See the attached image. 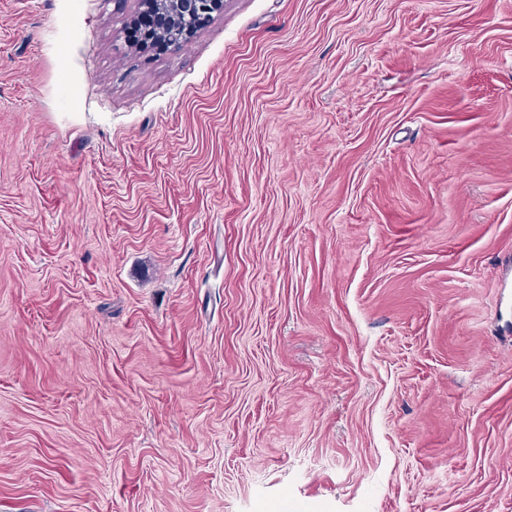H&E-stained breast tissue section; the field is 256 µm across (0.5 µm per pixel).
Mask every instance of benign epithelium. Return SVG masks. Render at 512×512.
I'll return each mask as SVG.
<instances>
[{
  "mask_svg": "<svg viewBox=\"0 0 512 512\" xmlns=\"http://www.w3.org/2000/svg\"><path fill=\"white\" fill-rule=\"evenodd\" d=\"M223 11L224 0H139L130 24L140 27L146 49L181 47Z\"/></svg>",
  "mask_w": 512,
  "mask_h": 512,
  "instance_id": "obj_1",
  "label": "benign epithelium"
}]
</instances>
